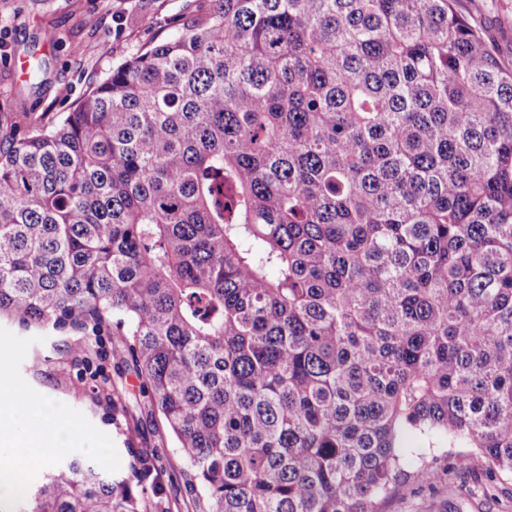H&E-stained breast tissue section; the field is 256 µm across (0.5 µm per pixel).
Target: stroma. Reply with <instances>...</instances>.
<instances>
[{"label":"stroma","mask_w":512,"mask_h":512,"mask_svg":"<svg viewBox=\"0 0 512 512\" xmlns=\"http://www.w3.org/2000/svg\"><path fill=\"white\" fill-rule=\"evenodd\" d=\"M209 0H0V116L34 112L60 119L121 63L175 34ZM459 11L480 27L498 57L512 65V0H458ZM42 65L38 79L30 63ZM67 334L23 331L0 318V369L21 392L22 428L45 434L59 422L92 437L99 465L124 473L126 444L151 451L164 489V512H200L189 469L164 420L142 394L135 362L121 338L104 337L101 367L126 399L131 415L113 425L86 393L65 389L57 345ZM382 512H512V477L490 475L484 459L468 448L437 451L431 483L401 481Z\"/></svg>","instance_id":"obj_1"}]
</instances>
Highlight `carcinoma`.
I'll list each match as a JSON object with an SVG mask.
<instances>
[{
	"label": "carcinoma",
	"mask_w": 512,
	"mask_h": 512,
	"mask_svg": "<svg viewBox=\"0 0 512 512\" xmlns=\"http://www.w3.org/2000/svg\"><path fill=\"white\" fill-rule=\"evenodd\" d=\"M457 0H213L0 133V316L122 337L203 512H381L512 475V68ZM77 458L10 512H158ZM435 479L401 481L382 512H512V477L491 478L485 460L471 448H433Z\"/></svg>",
	"instance_id": "1"
}]
</instances>
